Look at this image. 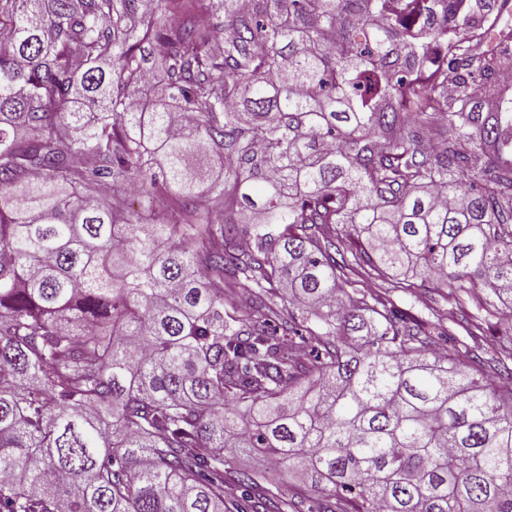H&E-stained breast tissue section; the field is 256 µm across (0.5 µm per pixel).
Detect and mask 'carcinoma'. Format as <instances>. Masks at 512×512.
Listing matches in <instances>:
<instances>
[{
	"label": "carcinoma",
	"instance_id": "cac0c4a2",
	"mask_svg": "<svg viewBox=\"0 0 512 512\" xmlns=\"http://www.w3.org/2000/svg\"><path fill=\"white\" fill-rule=\"evenodd\" d=\"M506 71L512 0H0V512H512V340L392 299L512 310ZM424 288L412 289L406 293L397 292L393 295L398 306L407 310L419 320H437L448 328L454 330L455 336H460L471 346H480L507 334L512 336V329L504 319V315L497 310L478 309L471 300L462 299L463 305L457 307L449 303L448 290L434 288L425 284ZM469 323H478L483 330L482 336H468Z\"/></svg>",
	"mask_w": 512,
	"mask_h": 512
}]
</instances>
